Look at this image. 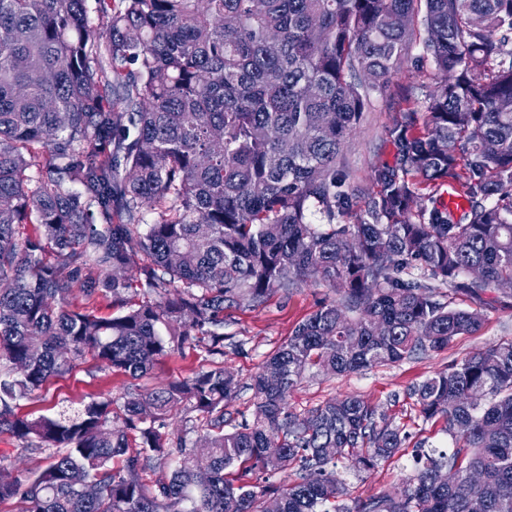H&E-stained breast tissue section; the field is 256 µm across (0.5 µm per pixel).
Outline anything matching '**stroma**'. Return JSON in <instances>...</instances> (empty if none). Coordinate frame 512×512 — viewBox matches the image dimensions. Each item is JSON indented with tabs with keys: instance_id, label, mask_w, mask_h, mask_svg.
<instances>
[{
	"instance_id": "35a3bbf8",
	"label": "stroma",
	"mask_w": 512,
	"mask_h": 512,
	"mask_svg": "<svg viewBox=\"0 0 512 512\" xmlns=\"http://www.w3.org/2000/svg\"><path fill=\"white\" fill-rule=\"evenodd\" d=\"M436 82L437 72L431 56L424 51L421 40H414L394 78L383 91L373 93L359 125L336 160V168L351 196L348 207L337 212V223H355L368 194L374 189L375 169L393 164L396 147L387 129L395 113L425 112L427 98ZM338 297L337 291L311 279L290 293L271 295L262 305L227 308L224 333L231 336L232 342L225 345L223 354L211 356L203 346L188 344L169 352L147 375L139 378L89 358L78 362L70 372L51 378L32 396L19 399L17 411L33 417L54 416L64 410L77 411L85 403L103 398L111 399L118 408L127 393H146L195 373L223 367L233 372L242 385L238 397L228 406V413L237 419H252L255 399L249 384L265 357L288 337L297 322L316 309L320 301ZM506 341H512V309L490 304L483 310L479 329L455 337L446 350L346 376L307 374L289 397L288 406L292 412L302 414L329 399L358 395L387 409L396 423L410 432L412 440L447 449L451 440L443 430V421L420 418L405 396L407 387L433 376L451 361ZM411 454V448H404L393 459L369 472L340 470L339 475L347 487L345 504L376 493L399 490L412 471Z\"/></svg>"
}]
</instances>
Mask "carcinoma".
Segmentation results:
<instances>
[{"label": "carcinoma", "mask_w": 512, "mask_h": 512, "mask_svg": "<svg viewBox=\"0 0 512 512\" xmlns=\"http://www.w3.org/2000/svg\"><path fill=\"white\" fill-rule=\"evenodd\" d=\"M95 3L93 23L88 0H0V430L56 449L24 479L0 466V503L472 512L478 497L484 512H512V341L407 388L453 448L417 445L395 495L350 507L336 478L339 462L369 471L404 447L380 406L346 396L288 411L314 369L344 375L448 348L512 282V0ZM417 24L438 74L424 131L418 113H395V164L375 169L356 223L338 224L349 195L336 159ZM411 174L457 184L466 211H413ZM308 278L340 298L266 356L251 422L225 417L240 383L223 367L128 395L120 426L110 399L73 417L15 413L88 356L137 377L190 340L222 355L224 309ZM443 286L470 306H452ZM77 292L109 293L119 312L74 310ZM184 403L208 419L202 448L165 432Z\"/></svg>", "instance_id": "carcinoma-1"}]
</instances>
